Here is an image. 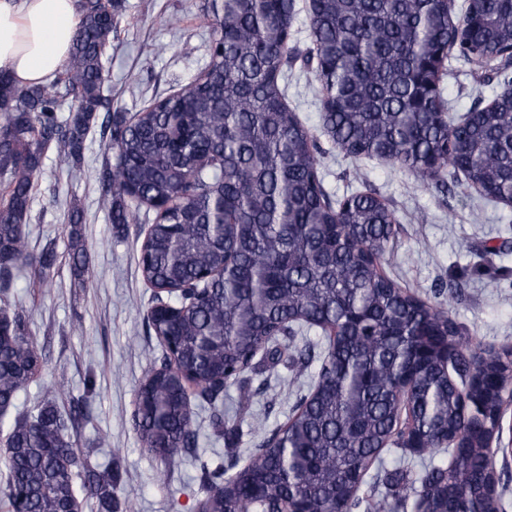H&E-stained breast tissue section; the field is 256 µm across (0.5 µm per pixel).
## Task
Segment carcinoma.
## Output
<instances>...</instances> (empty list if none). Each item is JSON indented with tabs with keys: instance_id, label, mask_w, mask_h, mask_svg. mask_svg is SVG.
Returning <instances> with one entry per match:
<instances>
[{
	"instance_id": "carcinoma-1",
	"label": "carcinoma",
	"mask_w": 512,
	"mask_h": 512,
	"mask_svg": "<svg viewBox=\"0 0 512 512\" xmlns=\"http://www.w3.org/2000/svg\"><path fill=\"white\" fill-rule=\"evenodd\" d=\"M462 17L448 0H317L304 58L319 84L323 127L352 158H376L423 178L453 166L466 186L512 198V98L499 95L448 131L440 86L452 48L470 64L499 69L512 48V0H466ZM119 0H81V23L59 77L19 87L0 75V288L15 273L44 274L56 262L35 255L25 232L33 189L48 152L78 180L85 138L103 95L104 54ZM213 40L204 69L134 117L112 114L101 205L116 227L154 218L138 266L157 288L147 318L160 341L159 365L142 380L133 427L142 447L168 462L196 446L192 405L174 390L179 372L211 409L220 433L236 434L253 393L240 389L233 414L220 408L224 385L257 361L290 359L295 327L325 334L315 383L286 422L243 466L204 468L197 512H389L388 494L367 482L394 447L444 452L412 475L411 512H499L487 493L483 448L495 428L493 392L512 370V346L475 342L448 312L395 285L381 271L396 234L389 205L375 193L336 199L320 175L321 148L287 102L288 43L295 0H213ZM74 104L58 116L62 98ZM72 205L65 230L79 283L91 273ZM0 427L9 448L0 498L12 512H74L73 473L86 495L112 512V469L90 468L75 448L56 403L65 387L46 389L33 414L10 416L19 393L45 360L29 331V312L0 308ZM448 338L455 358L424 353L430 336ZM492 369L476 413L465 411L469 376ZM471 440L450 448L445 429Z\"/></svg>"
}]
</instances>
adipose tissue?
Listing matches in <instances>:
<instances>
[{
    "label": "adipose tissue",
    "mask_w": 512,
    "mask_h": 512,
    "mask_svg": "<svg viewBox=\"0 0 512 512\" xmlns=\"http://www.w3.org/2000/svg\"><path fill=\"white\" fill-rule=\"evenodd\" d=\"M78 0H0V74L21 87L52 80L79 24Z\"/></svg>",
    "instance_id": "obj_1"
}]
</instances>
